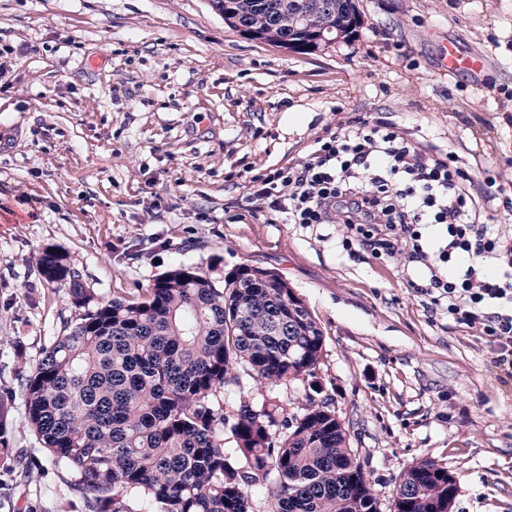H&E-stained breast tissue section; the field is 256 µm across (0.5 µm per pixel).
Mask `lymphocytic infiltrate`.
<instances>
[{"instance_id": "f902f5d3", "label": "lymphocytic infiltrate", "mask_w": 512, "mask_h": 512, "mask_svg": "<svg viewBox=\"0 0 512 512\" xmlns=\"http://www.w3.org/2000/svg\"><path fill=\"white\" fill-rule=\"evenodd\" d=\"M501 200L495 176L475 181L454 152L425 154L394 124L359 121L316 142L303 162L270 170L249 193L255 211L287 224H339L342 246L422 265L420 293L449 320L479 329L490 362L512 377V232L483 221L481 202ZM437 224L436 240L423 233Z\"/></svg>"}]
</instances>
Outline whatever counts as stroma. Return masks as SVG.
<instances>
[{
  "mask_svg": "<svg viewBox=\"0 0 512 512\" xmlns=\"http://www.w3.org/2000/svg\"><path fill=\"white\" fill-rule=\"evenodd\" d=\"M349 40L298 54L229 29L210 0H0V512H84L25 425L21 380L78 308L47 282L68 256L101 300L171 267L212 280L239 265L278 272L324 334L314 376H241L212 395L301 414L330 399L379 501L435 461L457 482L452 512H512V377L474 328L416 291L421 266L349 255L336 224L254 211L253 179L304 161L356 120L385 118L427 150L451 149L512 196V0H357ZM487 61L440 71L442 42ZM308 113L292 127L284 117Z\"/></svg>",
  "mask_w": 512,
  "mask_h": 512,
  "instance_id": "stroma-1",
  "label": "stroma"
}]
</instances>
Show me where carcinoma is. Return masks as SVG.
<instances>
[{"mask_svg": "<svg viewBox=\"0 0 512 512\" xmlns=\"http://www.w3.org/2000/svg\"><path fill=\"white\" fill-rule=\"evenodd\" d=\"M211 2L300 54L313 30L356 31L355 0ZM39 272L83 312L21 380L26 418L86 512H254L256 488L269 512H378L329 400L288 418L243 398L231 421L209 401L241 371L267 384L315 374L322 328L278 273L242 265L218 285L179 265L132 299L99 301L63 253L44 251ZM448 491V471L420 461L400 474L393 512H443Z\"/></svg>", "mask_w": 512, "mask_h": 512, "instance_id": "1", "label": "carcinoma"}]
</instances>
